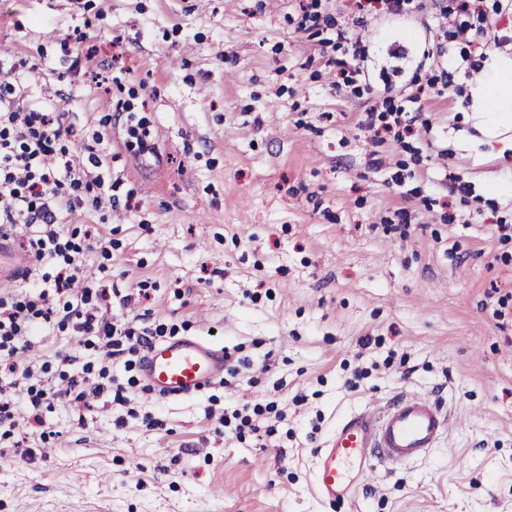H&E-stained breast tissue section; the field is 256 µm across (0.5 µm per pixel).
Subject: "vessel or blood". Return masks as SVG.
<instances>
[{"label": "vessel or blood", "mask_w": 512, "mask_h": 512, "mask_svg": "<svg viewBox=\"0 0 512 512\" xmlns=\"http://www.w3.org/2000/svg\"><path fill=\"white\" fill-rule=\"evenodd\" d=\"M22 264L0 242V286L15 281ZM143 375L159 398L200 392L224 376V352L197 337H177L153 345ZM442 405L427 395L403 394L388 410L353 412L320 449L315 462L317 494L333 503L352 499L360 480L381 466H397L425 456L447 431Z\"/></svg>", "instance_id": "b4317fda"}]
</instances>
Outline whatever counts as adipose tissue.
I'll list each match as a JSON object with an SVG mask.
<instances>
[{"mask_svg": "<svg viewBox=\"0 0 512 512\" xmlns=\"http://www.w3.org/2000/svg\"><path fill=\"white\" fill-rule=\"evenodd\" d=\"M470 90L474 111L487 113L494 123L512 125V59L493 54Z\"/></svg>", "mask_w": 512, "mask_h": 512, "instance_id": "1", "label": "adipose tissue"}]
</instances>
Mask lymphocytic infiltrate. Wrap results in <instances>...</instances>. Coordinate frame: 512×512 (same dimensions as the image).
<instances>
[{
  "label": "lymphocytic infiltrate",
  "mask_w": 512,
  "mask_h": 512,
  "mask_svg": "<svg viewBox=\"0 0 512 512\" xmlns=\"http://www.w3.org/2000/svg\"><path fill=\"white\" fill-rule=\"evenodd\" d=\"M452 8L442 9L441 17H453L454 28L448 39L468 45H478L489 27V17L483 0H454ZM439 76L415 83L405 104L371 107L363 112L359 130L367 133L375 144L388 141L403 143L418 137L420 129L411 114L423 101L437 93V80L448 77V61L437 58ZM13 83L5 84L0 96V226L29 228L27 246L36 261H45L50 273L42 277L39 293H17L0 297V373L11 375L9 383H0V425L15 426L13 397L18 378H30L28 367L19 364L18 350L30 348V336L40 323L50 321L55 300H62L68 315L77 317L78 332L102 337L112 354L127 351L143 357L156 339L164 337L163 326L138 328L122 319L112 322L99 320L93 309L89 289L80 288L81 251L62 239L56 229L57 215L51 204L70 200L76 192L85 190L93 195V207H101L105 198V181L92 177L69 158L66 150L57 149V142L67 139L70 128L64 127L58 106L52 101L20 104L14 93L24 85L28 73L14 70ZM284 415L274 403L243 402L224 411V425L234 437L244 433L272 434L276 422Z\"/></svg>",
  "instance_id": "obj_1"
}]
</instances>
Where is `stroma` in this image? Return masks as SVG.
Returning a JSON list of instances; mask_svg holds the SVG:
<instances>
[{
    "label": "stroma",
    "mask_w": 512,
    "mask_h": 512,
    "mask_svg": "<svg viewBox=\"0 0 512 512\" xmlns=\"http://www.w3.org/2000/svg\"><path fill=\"white\" fill-rule=\"evenodd\" d=\"M440 9L357 16L352 0H322L367 47L370 88L343 95L342 51L301 27L295 0H0V68L33 66L23 99L56 102L70 153H96L131 199L58 214L64 239L101 242L82 263L119 292L104 317L127 296L136 326L241 346L255 366L234 389L159 399L54 313L31 338L43 423L28 425L21 389L17 427L0 428V512H512V312L495 318L487 298L512 294V241L486 221L494 203L512 215V126L472 111L459 71L407 146L356 127L431 74ZM130 112L152 126L147 149L125 141ZM401 168L399 189L388 179ZM401 208L404 237L385 229ZM346 362L369 370L357 388ZM84 368L118 377L128 405L109 387L66 395ZM402 392L448 411L444 440L353 500L323 502L314 464L337 424ZM251 400L285 420L260 442L225 435V407Z\"/></svg>",
    "instance_id": "35a3bbf8"
}]
</instances>
